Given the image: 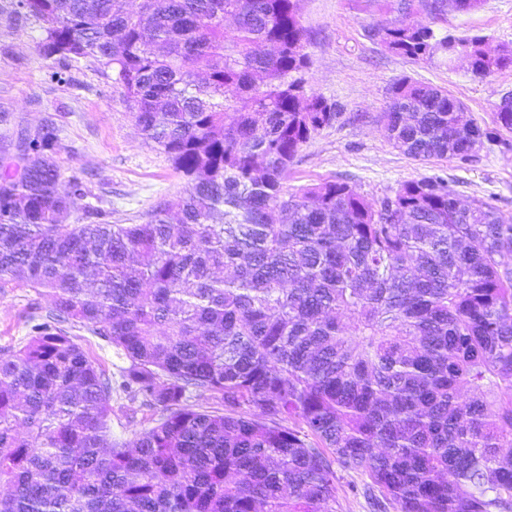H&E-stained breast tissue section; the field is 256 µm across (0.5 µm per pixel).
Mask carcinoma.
<instances>
[{
  "label": "carcinoma",
  "instance_id": "cac0c4a2",
  "mask_svg": "<svg viewBox=\"0 0 512 512\" xmlns=\"http://www.w3.org/2000/svg\"><path fill=\"white\" fill-rule=\"evenodd\" d=\"M47 59L116 73L145 140L186 181L143 224H114L55 164L46 126L0 153V288L52 299L0 351V512H338L336 468L393 512H512V224L438 177L370 200L290 190L336 118L307 86L300 0H17ZM372 36L411 60L512 66L481 36L401 21ZM448 91L399 81L380 114L419 161L471 160L512 132ZM128 360L120 380L68 335ZM160 409L112 439V389ZM219 395L201 410L190 394Z\"/></svg>",
  "mask_w": 512,
  "mask_h": 512
}]
</instances>
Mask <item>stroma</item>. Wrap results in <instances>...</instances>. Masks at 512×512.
Listing matches in <instances>:
<instances>
[{"instance_id":"35a3bbf8","label":"stroma","mask_w":512,"mask_h":512,"mask_svg":"<svg viewBox=\"0 0 512 512\" xmlns=\"http://www.w3.org/2000/svg\"><path fill=\"white\" fill-rule=\"evenodd\" d=\"M397 0H302L309 87L332 104L335 120L304 144L289 173V185L347 182L378 200L402 182L424 176L445 179L464 201H490L512 222V132L484 144L471 161H416L389 143L379 121L391 88L402 79L447 89L481 126H491L501 98L512 94V67L474 75L465 61L415 62L389 50L371 32L398 20ZM417 21L436 35H478L489 47H512V0H480L468 12L445 6L420 11ZM44 33L38 21L19 13L17 0H0V148L44 126L57 130L55 156L62 180L79 177L88 203L111 214L115 224H141L158 204L174 202L184 190L170 161L147 143L111 73L90 59L54 62L38 50ZM51 305L49 296L28 288L0 290V350L22 345L31 315ZM157 410L122 392L112 395V437L154 426ZM339 512H378L366 477L337 473Z\"/></svg>"}]
</instances>
